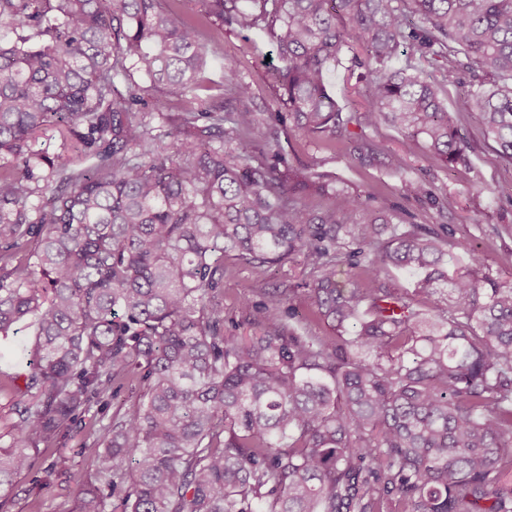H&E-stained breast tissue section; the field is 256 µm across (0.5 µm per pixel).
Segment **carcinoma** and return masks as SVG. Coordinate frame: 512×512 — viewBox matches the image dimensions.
I'll return each instance as SVG.
<instances>
[{
  "label": "carcinoma",
  "mask_w": 512,
  "mask_h": 512,
  "mask_svg": "<svg viewBox=\"0 0 512 512\" xmlns=\"http://www.w3.org/2000/svg\"><path fill=\"white\" fill-rule=\"evenodd\" d=\"M180 6L0 0V337L37 329L25 373L0 377V512L87 416L98 468L74 512H512V282L475 250L448 271L439 229L292 169L279 119L209 78L201 43L267 35L289 126L365 161L381 125L444 168L480 152L444 98L467 73L465 110L512 164V0H202L192 22ZM355 48L366 107L343 112L327 74ZM49 129L68 153L33 148ZM300 257L330 335L283 318L286 288L259 334L224 331L225 264L262 278ZM392 268L419 275L412 292L381 281ZM123 381L140 397L100 416Z\"/></svg>",
  "instance_id": "1"
}]
</instances>
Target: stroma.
Here are the masks:
<instances>
[{
    "label": "stroma",
    "mask_w": 512,
    "mask_h": 512,
    "mask_svg": "<svg viewBox=\"0 0 512 512\" xmlns=\"http://www.w3.org/2000/svg\"><path fill=\"white\" fill-rule=\"evenodd\" d=\"M275 51L266 41L250 44L245 32L225 33L210 44L209 55L215 61L210 76L228 77L250 85L258 103L278 110L279 104L271 86L269 57ZM381 147L377 161L360 163L352 146L337 144L327 147L316 143L289 127H282L280 144L289 163L298 170L315 168L328 175L337 188L367 198L376 206L379 197L391 199L406 224H433L443 229L449 250L463 253L475 247L481 252L490 274L500 280H512V165L503 162L495 145H488L468 165L444 169L428 160L421 144L405 142L395 130L382 126L372 133ZM399 158L401 169L389 167L390 158ZM411 177L428 183L431 197L407 198L401 195L403 178ZM314 274L304 263L297 262L273 269L267 278L256 279L251 268L237 265L224 273V317L240 316L242 299H250L255 309L271 304L283 288L294 291L290 302L299 317L305 318L306 330L312 336L330 332L327 323L313 319L309 291ZM79 438L62 440L67 473L49 486L37 484L35 473L45 464L46 455L36 456L32 472L22 476L29 487V498L16 501L10 512H30L40 504L42 512H70L81 484L93 480L98 462L91 452L80 450Z\"/></svg>",
    "instance_id": "obj_1"
}]
</instances>
